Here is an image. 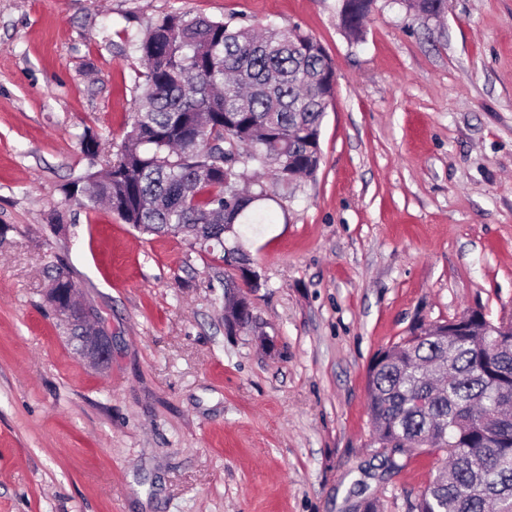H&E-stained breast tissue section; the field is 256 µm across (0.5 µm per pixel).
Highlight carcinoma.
<instances>
[{
    "instance_id": "1",
    "label": "carcinoma",
    "mask_w": 512,
    "mask_h": 512,
    "mask_svg": "<svg viewBox=\"0 0 512 512\" xmlns=\"http://www.w3.org/2000/svg\"><path fill=\"white\" fill-rule=\"evenodd\" d=\"M365 0H351L343 32L363 37ZM130 43L144 64L134 113L108 172L89 171L63 192L84 209L101 203L143 234L183 236L241 267L242 224H267L261 203L321 162L320 135L335 67L299 28L256 33L171 12ZM241 292L224 293V326L246 324ZM371 423L407 455L447 454L411 512H512V345L417 333L380 352L368 374Z\"/></svg>"
}]
</instances>
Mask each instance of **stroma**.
<instances>
[{"mask_svg": "<svg viewBox=\"0 0 512 512\" xmlns=\"http://www.w3.org/2000/svg\"><path fill=\"white\" fill-rule=\"evenodd\" d=\"M337 5L0 0V512H409L443 466L388 469L368 370L416 325L512 319V0L438 21L376 0L357 42ZM174 10L300 28L336 69L316 176L243 232L256 288L62 191L82 138L112 159L143 70L129 39ZM60 270L105 320L106 368L46 300ZM229 280L252 312L231 332Z\"/></svg>", "mask_w": 512, "mask_h": 512, "instance_id": "1", "label": "stroma"}]
</instances>
